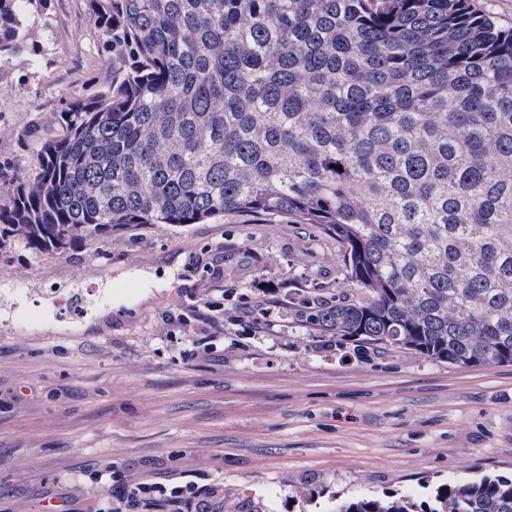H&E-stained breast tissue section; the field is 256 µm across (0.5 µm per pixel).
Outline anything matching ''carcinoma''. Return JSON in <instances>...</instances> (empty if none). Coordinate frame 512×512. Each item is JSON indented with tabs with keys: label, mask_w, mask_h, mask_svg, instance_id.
Wrapping results in <instances>:
<instances>
[{
	"label": "carcinoma",
	"mask_w": 512,
	"mask_h": 512,
	"mask_svg": "<svg viewBox=\"0 0 512 512\" xmlns=\"http://www.w3.org/2000/svg\"><path fill=\"white\" fill-rule=\"evenodd\" d=\"M48 0H0V61ZM112 76L0 183L33 254L132 227L286 217L336 240L340 339L512 364V29L469 0H86ZM336 512H512V476Z\"/></svg>",
	"instance_id": "obj_1"
}]
</instances>
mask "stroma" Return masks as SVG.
I'll use <instances>...</instances> for the list:
<instances>
[{
    "label": "stroma",
    "instance_id": "35a3bbf8",
    "mask_svg": "<svg viewBox=\"0 0 512 512\" xmlns=\"http://www.w3.org/2000/svg\"><path fill=\"white\" fill-rule=\"evenodd\" d=\"M84 0H49L0 62V177L112 71ZM314 224L223 216L32 256L0 243V512H97L102 475L208 512H332L512 473V365L357 352L312 325L350 296ZM279 317L263 325L261 303Z\"/></svg>",
    "mask_w": 512,
    "mask_h": 512
}]
</instances>
